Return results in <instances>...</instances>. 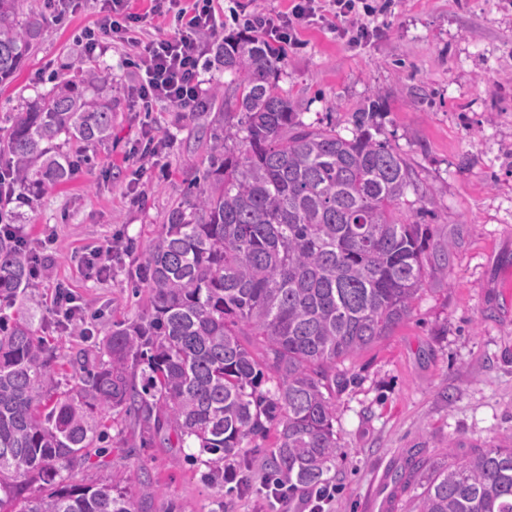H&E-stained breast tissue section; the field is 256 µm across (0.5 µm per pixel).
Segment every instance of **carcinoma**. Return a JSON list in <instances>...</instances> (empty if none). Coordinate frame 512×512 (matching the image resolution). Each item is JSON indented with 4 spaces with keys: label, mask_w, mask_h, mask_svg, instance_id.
<instances>
[{
    "label": "carcinoma",
    "mask_w": 512,
    "mask_h": 512,
    "mask_svg": "<svg viewBox=\"0 0 512 512\" xmlns=\"http://www.w3.org/2000/svg\"><path fill=\"white\" fill-rule=\"evenodd\" d=\"M41 35L24 0H0V85ZM214 61L238 81L240 118L212 131L208 168L137 266L145 316L113 326L98 360L58 395L48 387L56 351L29 322L0 318V512H144L110 486L58 480L85 462L95 415L107 410L139 418L142 448L192 442L214 481L244 440L273 430L266 479L290 497L322 489L337 450V365L388 336L426 284L448 277L456 238L424 223L421 195L404 215L418 191L413 169L370 132L374 108L345 138L293 111L269 43L226 39ZM111 81L106 67L83 69L0 129V159L22 194L9 218L70 179L64 146L112 138ZM34 264L26 243L0 233L3 307L23 301ZM267 378L276 383L263 391ZM418 476L412 512H512V436L461 458L450 443L441 465L412 456L391 481L406 488Z\"/></svg>",
    "instance_id": "1"
}]
</instances>
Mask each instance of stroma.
<instances>
[{
	"label": "stroma",
	"mask_w": 512,
	"mask_h": 512,
	"mask_svg": "<svg viewBox=\"0 0 512 512\" xmlns=\"http://www.w3.org/2000/svg\"><path fill=\"white\" fill-rule=\"evenodd\" d=\"M373 12L367 39L313 21L284 49L277 84L308 124L333 125L350 135L355 115L375 106V139L401 152L426 194L429 219L461 237L447 281L432 282L389 336L339 364L346 382L336 391L339 448L325 512H386L380 479L408 453L443 459L512 435V0H366ZM74 12L53 18L45 0H26L42 20L43 36L10 85L0 87V121L69 77L81 59L79 38L103 9L101 0H74ZM289 0H223L220 38L270 40L255 17L277 18ZM142 22L125 42L105 40L93 66L112 73V137L66 151L72 177L49 186L23 207L15 227L34 244L40 274L23 305L8 314L31 322L54 346L57 391L70 388L84 361L113 324L139 321L148 290L133 277L188 183L209 165L206 142L218 120L237 122V83L217 64L202 70L204 89L221 86L199 117L158 102L144 108L133 87L144 43L173 31V14H151L149 0H132ZM168 136L156 163L136 174L133 152L147 128ZM122 237L128 251L113 255L112 275L88 279L83 253ZM87 312L91 332L73 333L52 312L57 286ZM98 448L74 480L112 485L149 512H312L310 492L287 504L262 493L273 437L244 441L238 479L219 483L203 458L187 448L134 447L132 416L110 411L99 425Z\"/></svg>",
	"instance_id": "obj_1"
}]
</instances>
